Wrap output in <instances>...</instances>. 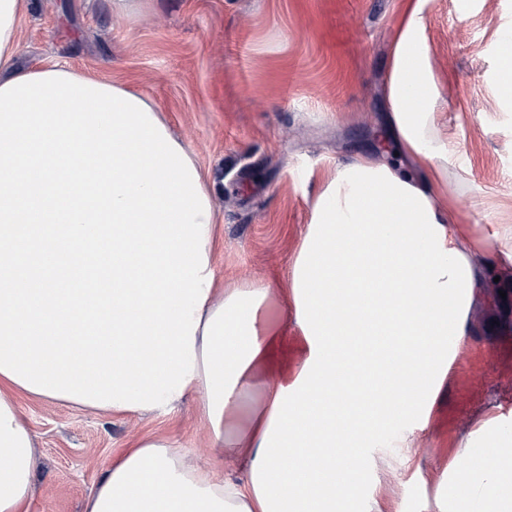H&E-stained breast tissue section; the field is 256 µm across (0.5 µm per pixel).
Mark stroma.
<instances>
[{
    "instance_id": "1",
    "label": "stroma",
    "mask_w": 512,
    "mask_h": 512,
    "mask_svg": "<svg viewBox=\"0 0 512 512\" xmlns=\"http://www.w3.org/2000/svg\"><path fill=\"white\" fill-rule=\"evenodd\" d=\"M409 2L140 0L116 16L110 0H30L17 62L57 63L146 96L218 182L217 292L268 284V316L283 322L294 312L289 266L337 162L367 155L417 174L427 167L396 157L388 124L391 49ZM424 15L441 90L436 133L450 149L448 182L435 192L487 239L490 266L428 425L407 447L363 448L352 491L360 512H441L470 462L472 433L512 420V261L503 255L512 245V98L497 90L512 0H426ZM198 397L139 414L18 397L38 448L28 512H83L112 460L145 437L246 479L244 458L212 448Z\"/></svg>"
}]
</instances>
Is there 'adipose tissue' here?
Returning <instances> with one entry per match:
<instances>
[{
    "label": "adipose tissue",
    "instance_id": "ef3b65f1",
    "mask_svg": "<svg viewBox=\"0 0 512 512\" xmlns=\"http://www.w3.org/2000/svg\"><path fill=\"white\" fill-rule=\"evenodd\" d=\"M27 0H0V86L24 76L13 67ZM421 0L403 15L389 75L391 124L403 148L429 167L418 178L398 164L360 156L337 167L312 205L289 269L294 322H272L269 287L245 283L207 297L198 308L195 370L201 412L215 448L248 455L239 485L186 465L160 439L135 443L114 460L84 512H350L339 487L351 485L357 457L313 461L318 449L363 448L410 423L427 425L432 396L448 377V356L468 335L467 313L479 284V259L431 186L448 177V147L434 134L440 89L430 66ZM344 320H337L336 307ZM306 343L292 375L281 355L288 327ZM349 363L355 387L345 406L321 394L337 360ZM425 374L418 388L415 375ZM277 387L261 405L229 416L271 375ZM19 385L0 373V512H27L37 450L19 420ZM512 459V428L499 426L473 447L457 496L469 512H512V472L488 457Z\"/></svg>",
    "mask_w": 512,
    "mask_h": 512
}]
</instances>
